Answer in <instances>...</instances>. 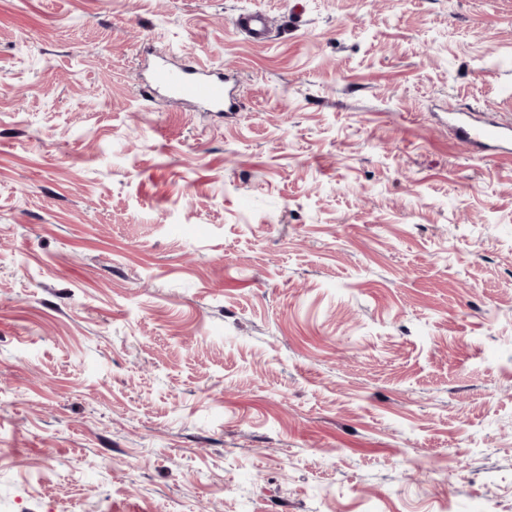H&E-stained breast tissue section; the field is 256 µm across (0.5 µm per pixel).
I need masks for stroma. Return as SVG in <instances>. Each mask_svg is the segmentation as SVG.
I'll list each match as a JSON object with an SVG mask.
<instances>
[{
	"mask_svg": "<svg viewBox=\"0 0 512 512\" xmlns=\"http://www.w3.org/2000/svg\"><path fill=\"white\" fill-rule=\"evenodd\" d=\"M463 109L512 125V0H0V512H512ZM238 27L252 38L261 41L269 28V20L263 14H249L237 18ZM160 90L180 100L213 107H223L227 97L224 77L204 73L187 76L163 64L153 68L150 80L145 84V96L151 99Z\"/></svg>",
	"mask_w": 512,
	"mask_h": 512,
	"instance_id": "35a3bbf8",
	"label": "stroma"
}]
</instances>
